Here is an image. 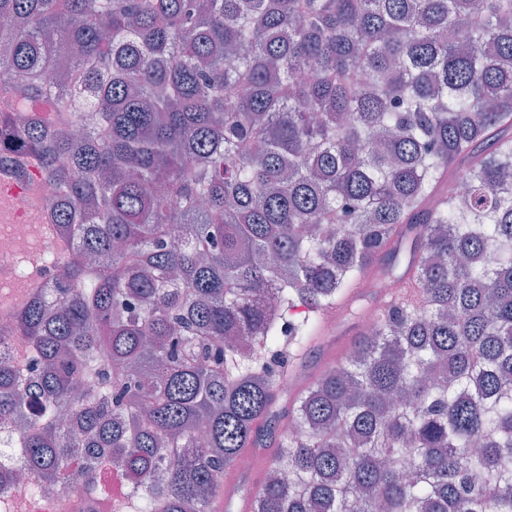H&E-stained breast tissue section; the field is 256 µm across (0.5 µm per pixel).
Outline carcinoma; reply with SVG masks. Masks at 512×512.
Instances as JSON below:
<instances>
[{"instance_id": "carcinoma-1", "label": "carcinoma", "mask_w": 512, "mask_h": 512, "mask_svg": "<svg viewBox=\"0 0 512 512\" xmlns=\"http://www.w3.org/2000/svg\"><path fill=\"white\" fill-rule=\"evenodd\" d=\"M0 150L72 239L0 430L137 512H512V0H0ZM64 64L57 84L44 73ZM386 247L417 296L278 406ZM273 290L275 304L257 296ZM287 420L274 437L261 429Z\"/></svg>"}]
</instances>
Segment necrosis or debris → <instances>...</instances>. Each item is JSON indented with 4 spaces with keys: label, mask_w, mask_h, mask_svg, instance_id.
I'll use <instances>...</instances> for the list:
<instances>
[{
    "label": "necrosis or debris",
    "mask_w": 512,
    "mask_h": 512,
    "mask_svg": "<svg viewBox=\"0 0 512 512\" xmlns=\"http://www.w3.org/2000/svg\"><path fill=\"white\" fill-rule=\"evenodd\" d=\"M17 165L14 159L0 165V332L12 326L17 310L35 289L55 286L56 268L45 262L56 250L45 231L50 188L37 166L26 167L19 177ZM25 429L21 423L0 432V469L15 473L11 479L0 476V512H134L132 490L108 467L99 471L97 486L108 490V501H101L97 488L81 479L42 495L33 493L43 478L13 448Z\"/></svg>",
    "instance_id": "necrosis-or-debris-1"
}]
</instances>
